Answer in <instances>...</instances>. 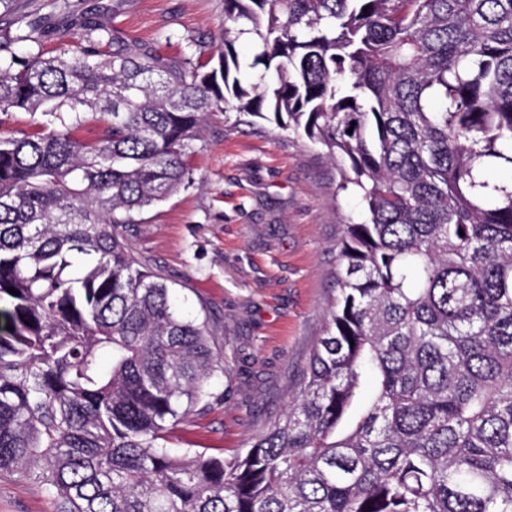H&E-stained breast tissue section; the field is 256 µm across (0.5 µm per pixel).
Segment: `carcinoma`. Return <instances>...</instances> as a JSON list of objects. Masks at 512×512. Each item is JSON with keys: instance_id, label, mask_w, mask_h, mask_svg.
<instances>
[{"instance_id": "cac0c4a2", "label": "carcinoma", "mask_w": 512, "mask_h": 512, "mask_svg": "<svg viewBox=\"0 0 512 512\" xmlns=\"http://www.w3.org/2000/svg\"><path fill=\"white\" fill-rule=\"evenodd\" d=\"M49 28L0 24V114L39 126L0 136V471L56 512H512V0H224L207 57L99 19L16 56ZM228 110L321 145L364 207L284 412L175 457L229 368L123 228Z\"/></svg>"}]
</instances>
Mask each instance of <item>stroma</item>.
I'll list each match as a JSON object with an SVG mask.
<instances>
[{"mask_svg": "<svg viewBox=\"0 0 512 512\" xmlns=\"http://www.w3.org/2000/svg\"><path fill=\"white\" fill-rule=\"evenodd\" d=\"M91 11L126 42L179 60L224 39L223 0H10L0 14ZM191 183L124 235L139 261L174 281L186 315L207 314L229 358L227 396L179 426L170 448L231 454L288 402L333 295L331 273L358 196L338 191L321 146L263 120L216 114L190 160ZM0 512H54L34 480L0 475Z\"/></svg>", "mask_w": 512, "mask_h": 512, "instance_id": "stroma-1", "label": "stroma"}]
</instances>
